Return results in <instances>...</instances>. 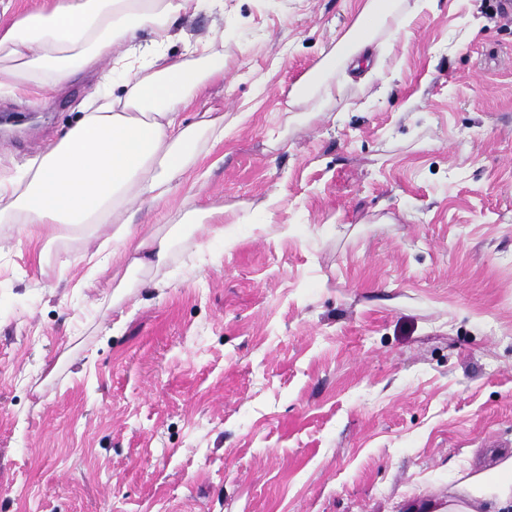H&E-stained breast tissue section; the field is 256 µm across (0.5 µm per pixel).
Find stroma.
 <instances>
[{
  "label": "stroma",
  "mask_w": 512,
  "mask_h": 512,
  "mask_svg": "<svg viewBox=\"0 0 512 512\" xmlns=\"http://www.w3.org/2000/svg\"><path fill=\"white\" fill-rule=\"evenodd\" d=\"M366 0H193L224 53L179 117L224 138L166 200L170 257L0 223V512H438L512 458V23L405 0L384 67L289 105ZM0 85V173L91 98ZM224 228L214 236L211 225Z\"/></svg>",
  "instance_id": "1"
}]
</instances>
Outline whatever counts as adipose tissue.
<instances>
[{
    "label": "adipose tissue",
    "instance_id": "adipose-tissue-1",
    "mask_svg": "<svg viewBox=\"0 0 512 512\" xmlns=\"http://www.w3.org/2000/svg\"><path fill=\"white\" fill-rule=\"evenodd\" d=\"M190 0H56L47 11L20 15L0 30V78L20 94L60 88L84 74L99 81L112 73L99 67L105 51L136 41L150 31L168 44ZM394 0H367L349 33L325 57L360 68L369 61L374 37L392 16ZM198 61L157 53L128 76L111 103L81 109L58 140L27 167L23 178L0 176V223L49 225L53 238H66L88 224H111L117 252L133 265L165 264L169 243L149 231L131 240L132 200L158 202L180 183L197 157L194 136L177 119L191 96L224 77V55L205 42ZM441 512H512V470L479 500H449Z\"/></svg>",
    "mask_w": 512,
    "mask_h": 512
}]
</instances>
